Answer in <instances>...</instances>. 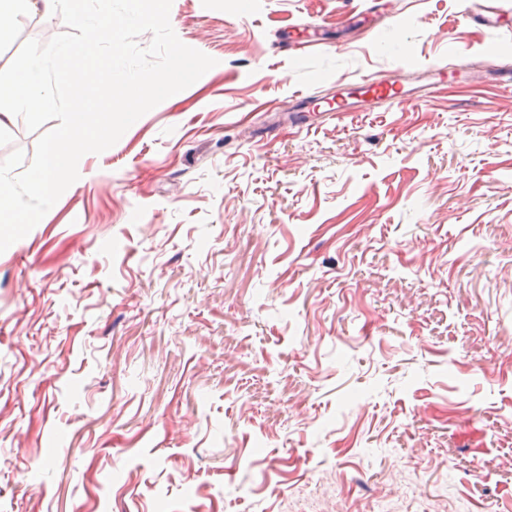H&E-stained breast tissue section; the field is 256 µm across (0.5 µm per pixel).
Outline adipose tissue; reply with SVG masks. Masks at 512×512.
Masks as SVG:
<instances>
[{"mask_svg": "<svg viewBox=\"0 0 512 512\" xmlns=\"http://www.w3.org/2000/svg\"><path fill=\"white\" fill-rule=\"evenodd\" d=\"M52 94L48 58L41 48L31 47L21 75L8 86L0 87V96L7 97L12 103L11 110H0V128L11 124L15 112L34 109L49 100Z\"/></svg>", "mask_w": 512, "mask_h": 512, "instance_id": "1", "label": "adipose tissue"}]
</instances>
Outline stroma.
Masks as SVG:
<instances>
[{"instance_id": "obj_1", "label": "stroma", "mask_w": 512, "mask_h": 512, "mask_svg": "<svg viewBox=\"0 0 512 512\" xmlns=\"http://www.w3.org/2000/svg\"><path fill=\"white\" fill-rule=\"evenodd\" d=\"M468 8L172 0L215 66L0 254V512H512V31ZM66 30L12 18L0 70ZM413 74L422 75L426 82L417 88L416 100L424 101L425 97L432 96L437 90L439 83L446 77L455 75H465V71L459 68L451 67L444 64H435L424 69L412 71ZM402 74L377 78L373 76L352 80L345 92H337L333 99L324 100L328 94L306 93L297 96L294 100L295 112L308 105H313V110L323 107L325 112H352L358 109L362 112H372L383 102H401L411 97L412 89H408L402 79Z\"/></svg>"}]
</instances>
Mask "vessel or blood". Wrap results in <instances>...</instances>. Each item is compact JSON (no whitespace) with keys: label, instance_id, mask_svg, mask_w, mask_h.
Segmentation results:
<instances>
[{"label":"vessel or blood","instance_id":"obj_1","mask_svg":"<svg viewBox=\"0 0 512 512\" xmlns=\"http://www.w3.org/2000/svg\"><path fill=\"white\" fill-rule=\"evenodd\" d=\"M499 4L498 0H473L468 11V19L472 25L483 29H499L503 17L511 14ZM458 68L444 64H435L422 69L423 84L417 90L407 88L401 76L377 78L363 77L350 81L347 91L337 93L335 98L324 99L319 93H306L294 100V111H302L306 106L325 108L329 112H350L360 110L371 112L381 103L392 101L401 102L410 96L425 99L432 96L440 82L449 76L458 75Z\"/></svg>","mask_w":512,"mask_h":512}]
</instances>
